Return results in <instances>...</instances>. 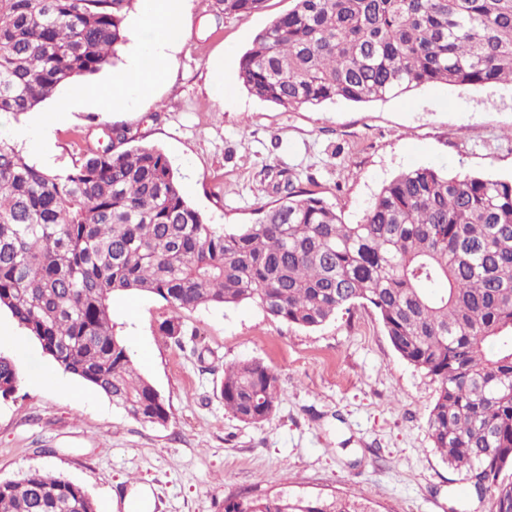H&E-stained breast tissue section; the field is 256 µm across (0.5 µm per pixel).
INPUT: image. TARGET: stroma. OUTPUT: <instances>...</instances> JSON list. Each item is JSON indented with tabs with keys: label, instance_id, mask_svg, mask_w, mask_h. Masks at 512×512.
<instances>
[{
	"label": "stroma",
	"instance_id": "35a3bbf8",
	"mask_svg": "<svg viewBox=\"0 0 512 512\" xmlns=\"http://www.w3.org/2000/svg\"><path fill=\"white\" fill-rule=\"evenodd\" d=\"M182 40L163 79L131 106L59 110L62 87L31 112L0 117L28 133L23 153L51 171L78 148L124 125L170 160L183 194L206 222L232 229L273 201L280 175L359 223L401 172L512 175V87L433 84L386 99L286 109L250 95L239 60L292 0H267L244 18L215 17V0H178ZM168 304L118 293L112 321L130 357L170 411L144 425L84 381L59 370L10 313L0 311V353L20 375L0 399V481L50 470L82 486L96 512H126L135 491L148 512H224L225 499L282 492L361 495L373 512H487L464 474L434 449L427 419L431 375L392 348L375 313L358 306L315 328L276 320L252 303L182 312L191 341L158 325ZM258 359L278 379L279 406L259 424L225 412L224 368Z\"/></svg>",
	"mask_w": 512,
	"mask_h": 512
}]
</instances>
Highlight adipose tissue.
Masks as SVG:
<instances>
[{"instance_id":"adipose-tissue-1","label":"adipose tissue","mask_w":512,"mask_h":512,"mask_svg":"<svg viewBox=\"0 0 512 512\" xmlns=\"http://www.w3.org/2000/svg\"><path fill=\"white\" fill-rule=\"evenodd\" d=\"M136 27L137 36L126 69L113 76L110 85L81 89L74 104L102 112L124 110L134 96L151 88L165 73V62L179 37L175 0H147Z\"/></svg>"}]
</instances>
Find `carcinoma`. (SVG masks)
<instances>
[{
    "mask_svg": "<svg viewBox=\"0 0 512 512\" xmlns=\"http://www.w3.org/2000/svg\"><path fill=\"white\" fill-rule=\"evenodd\" d=\"M266 0H217L225 18ZM242 54L238 78L285 109L382 100L429 83H512V0H293ZM134 0H0V113L30 112L100 71L124 41ZM250 224H208L157 147L114 126L63 173L0 140V309L132 419L170 413L137 373L112 323V296L154 294L158 326L180 341V314L251 302L315 328L371 308L395 352L439 383L433 447L465 472L489 512H512V177L433 167L384 185L358 224L292 179ZM20 382L0 355V398ZM224 409L247 424L279 404L258 359L224 367ZM0 512H95L87 491L34 470L0 482ZM224 512H372L359 496L231 498Z\"/></svg>",
    "mask_w": 512,
    "mask_h": 512,
    "instance_id": "1",
    "label": "carcinoma"
}]
</instances>
